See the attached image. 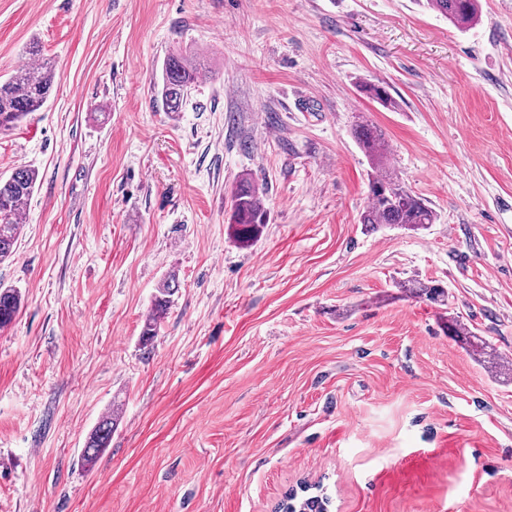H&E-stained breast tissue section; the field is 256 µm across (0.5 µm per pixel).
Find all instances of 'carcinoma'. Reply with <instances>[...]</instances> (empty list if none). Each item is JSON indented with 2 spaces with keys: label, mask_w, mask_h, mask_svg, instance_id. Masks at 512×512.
<instances>
[{
  "label": "carcinoma",
  "mask_w": 512,
  "mask_h": 512,
  "mask_svg": "<svg viewBox=\"0 0 512 512\" xmlns=\"http://www.w3.org/2000/svg\"><path fill=\"white\" fill-rule=\"evenodd\" d=\"M422 6L448 18L458 27H467L476 21L478 0H421ZM203 74L201 64L178 50L170 52L163 62L161 102L165 111L180 112L188 94ZM54 83L53 69L41 62L34 67L22 68L5 81H0V131H5L32 112L38 111L47 101ZM359 91L388 110L397 108L382 83L362 81ZM355 138L372 165L369 183V205L360 214V223L378 226H400L418 231L435 223L436 214L425 201L410 191L395 171L387 165V139L377 126L359 120L353 128ZM36 184L34 172L18 168L5 180L0 179V263L9 259L20 236V217L33 194ZM267 209L261 185L251 178H243L231 196L229 224L233 237L247 246L263 232ZM179 284L173 278L164 280L157 288L149 315L144 320L141 336L149 341L157 333L166 317L172 297ZM412 292L425 296L434 303H444L447 292L438 284L421 283ZM21 305V296L14 288H0V328L10 325ZM116 424L114 414H105L92 430L82 450V460L91 466L109 447ZM330 512L331 497L319 485L315 491L302 496L291 495L281 505L288 512Z\"/></svg>",
  "instance_id": "1"
}]
</instances>
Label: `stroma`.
Instances as JSON below:
<instances>
[{
    "instance_id": "35a3bbf8",
    "label": "stroma",
    "mask_w": 512,
    "mask_h": 512,
    "mask_svg": "<svg viewBox=\"0 0 512 512\" xmlns=\"http://www.w3.org/2000/svg\"><path fill=\"white\" fill-rule=\"evenodd\" d=\"M480 4L461 29L416 0H0V80L34 44L55 66L0 131V176L37 175L0 264L22 295L0 329V512H274L305 482L332 512H512V371L446 323L512 359V0ZM174 50L206 73L166 112ZM360 115L428 229L360 224ZM247 176L268 222L243 247ZM361 94L376 101L380 106L388 110H395L397 102L391 97L382 83L362 81L358 85ZM267 209L261 185L251 178H243L231 196L229 224L233 237L242 246L259 238L267 223ZM179 284L174 278L164 280L157 288L149 315L144 321L141 336L143 341L151 340L157 333L158 326L166 317L173 302L172 297L178 291ZM115 424L116 416L114 414H105L101 417L82 450V460L86 465L92 466L100 454L109 448Z\"/></svg>"
}]
</instances>
